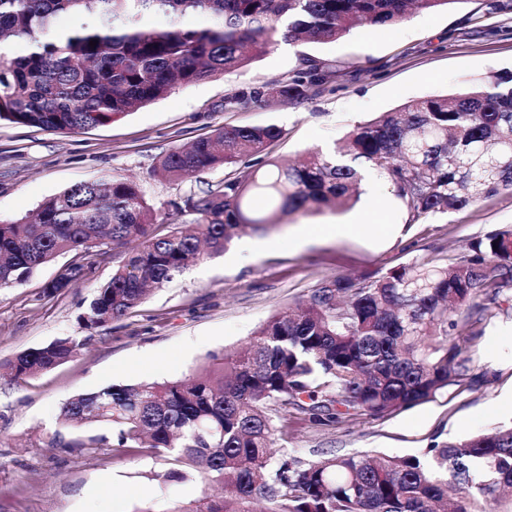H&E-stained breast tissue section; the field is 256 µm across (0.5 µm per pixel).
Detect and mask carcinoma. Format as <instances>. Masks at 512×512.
Instances as JSON below:
<instances>
[{
  "mask_svg": "<svg viewBox=\"0 0 512 512\" xmlns=\"http://www.w3.org/2000/svg\"><path fill=\"white\" fill-rule=\"evenodd\" d=\"M457 0H0V121L63 132L104 125L165 98L175 84L234 72L283 40L335 41L359 21L384 29L409 8ZM204 14L211 24L179 20ZM77 23L63 31L58 18ZM162 14L164 25L145 17ZM96 46H90V42ZM328 71L305 68L272 84L238 89L224 108L270 99L300 102ZM283 135L269 125H223L161 155L178 181L249 159L263 173L228 176L181 210L198 216L156 232L154 208L124 177L76 182L32 219L0 224V289L23 286L42 266L72 258L47 285L54 295L94 273L95 258L120 249L121 264L81 316L101 328L162 286L226 250L242 227L348 207L359 200L360 165L379 170L406 223L462 210L512 190V71L500 70L453 98L427 96L354 125L335 158L312 151L283 167L269 157ZM512 292V227L443 264L414 262L361 278L320 282L296 308L272 314L240 352L214 355L177 381L111 385L61 407L68 427L110 425L120 448L169 457V480L199 476L221 489L170 512H512V426L429 449L425 457L331 454L304 463L274 459L271 408L334 425L391 414L433 399L470 368L457 337L472 317ZM83 343L57 339L8 362L16 379L50 371Z\"/></svg>",
  "mask_w": 512,
  "mask_h": 512,
  "instance_id": "cac0c4a2",
  "label": "carcinoma"
}]
</instances>
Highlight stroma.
<instances>
[{
  "instance_id": "stroma-1",
  "label": "stroma",
  "mask_w": 512,
  "mask_h": 512,
  "mask_svg": "<svg viewBox=\"0 0 512 512\" xmlns=\"http://www.w3.org/2000/svg\"><path fill=\"white\" fill-rule=\"evenodd\" d=\"M506 2L454 0L413 13L383 33L359 26L334 42L281 43L235 72L176 86L164 99L87 130L54 133L2 120L0 223L32 214L74 183L108 176L136 181L157 222L196 223V215L178 213L176 204L223 181L225 168L171 182L153 172L159 156L225 124H274L284 135L270 156L286 163L334 144L378 113L428 95H458L492 72L512 70V10ZM307 58L330 73L317 96L225 111L226 94L287 78ZM364 175L354 208L287 217L266 232L246 229L229 250L154 289L131 313L102 328H83L78 317L111 277L117 254L97 261L91 279L52 297L44 285L67 263L64 255L23 287L0 289V362L60 338L84 343L76 358L51 371L23 380L0 377V512H134L146 500L157 512H171L201 497L209 490L201 479L165 481L167 457L117 447L111 428H62L61 406L113 384L183 379L210 355L245 347L271 314L323 280L359 278L416 260L442 263L512 226L510 190L410 225L385 180L370 169ZM372 223L382 225V233L369 232ZM311 224H348L352 230L302 243ZM254 241L259 249L246 251ZM478 328L479 335L463 344L470 371L461 384L411 408L332 427L277 414V447L306 462L329 453L422 455L433 445L512 423V306L491 309ZM58 436H99L103 442L91 453L52 448Z\"/></svg>"
}]
</instances>
